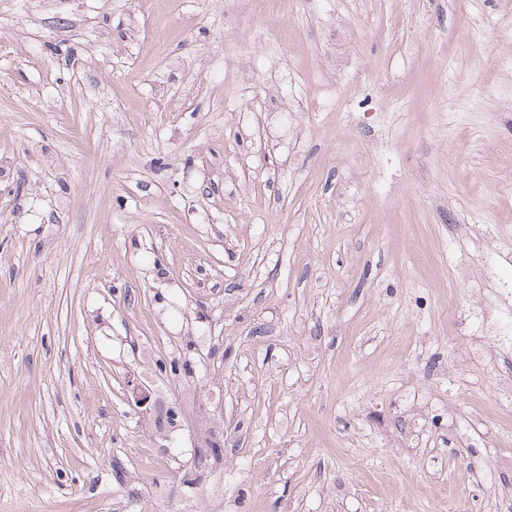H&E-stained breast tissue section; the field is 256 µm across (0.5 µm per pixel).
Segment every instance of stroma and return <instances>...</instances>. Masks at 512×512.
Wrapping results in <instances>:
<instances>
[{"label":"stroma","instance_id":"obj_1","mask_svg":"<svg viewBox=\"0 0 512 512\" xmlns=\"http://www.w3.org/2000/svg\"><path fill=\"white\" fill-rule=\"evenodd\" d=\"M511 456L504 0H0V512H512Z\"/></svg>","mask_w":512,"mask_h":512}]
</instances>
